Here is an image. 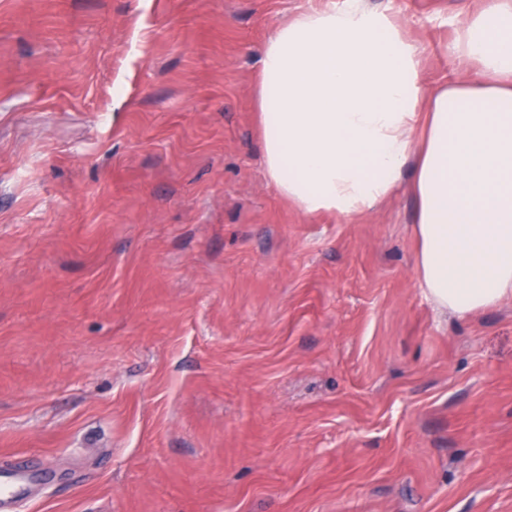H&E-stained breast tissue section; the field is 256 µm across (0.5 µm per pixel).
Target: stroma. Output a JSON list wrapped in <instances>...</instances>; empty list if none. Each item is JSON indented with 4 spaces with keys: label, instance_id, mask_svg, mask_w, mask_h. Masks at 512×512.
I'll return each instance as SVG.
<instances>
[{
    "label": "stroma",
    "instance_id": "stroma-1",
    "mask_svg": "<svg viewBox=\"0 0 512 512\" xmlns=\"http://www.w3.org/2000/svg\"><path fill=\"white\" fill-rule=\"evenodd\" d=\"M344 0H0V459L12 512H512V299L418 277L265 177L263 47ZM397 12L434 86L460 7Z\"/></svg>",
    "mask_w": 512,
    "mask_h": 512
}]
</instances>
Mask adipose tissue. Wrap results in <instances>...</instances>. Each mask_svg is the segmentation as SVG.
Segmentation results:
<instances>
[{"instance_id":"obj_1","label":"adipose tissue","mask_w":512,"mask_h":512,"mask_svg":"<svg viewBox=\"0 0 512 512\" xmlns=\"http://www.w3.org/2000/svg\"><path fill=\"white\" fill-rule=\"evenodd\" d=\"M450 50L470 75L427 87L398 16L345 0L277 30L256 104L266 179L303 214L370 212L413 165L421 286L465 317L512 297V0H482Z\"/></svg>"}]
</instances>
